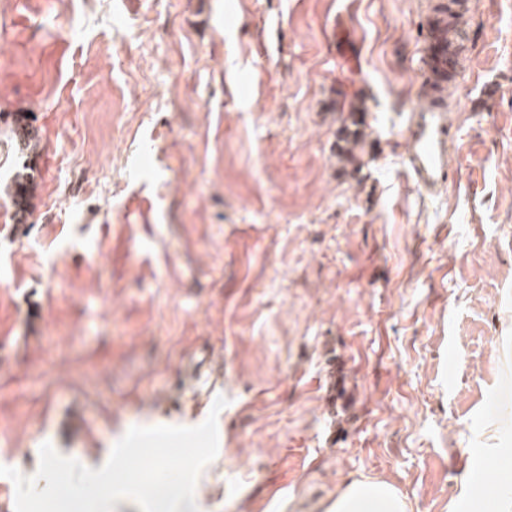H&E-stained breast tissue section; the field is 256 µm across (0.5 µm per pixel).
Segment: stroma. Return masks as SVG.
I'll list each match as a JSON object with an SVG mask.
<instances>
[{"instance_id": "1", "label": "stroma", "mask_w": 512, "mask_h": 512, "mask_svg": "<svg viewBox=\"0 0 512 512\" xmlns=\"http://www.w3.org/2000/svg\"><path fill=\"white\" fill-rule=\"evenodd\" d=\"M432 2L0 0V465L29 474L46 442L99 461L131 427L201 424L211 390L206 512H309L363 476L410 512L489 488L512 0H471L454 179L426 198L405 136ZM350 120V125L356 126L357 128L354 131H351L347 121ZM362 125L361 118H358L356 112L349 113V116L346 118L344 122L343 128V140L347 142L349 147L344 148L343 155L346 160L352 164L358 162V157L355 154V148L360 145L362 142L359 126ZM33 176L31 173H28L26 171H19L16 172L13 176V187L11 186L7 192L8 195L11 197L12 202L14 206L20 210L21 212H26L29 206V202L31 199V192L29 188L21 187V183L23 180H26L27 182L32 178Z\"/></svg>"}]
</instances>
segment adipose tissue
I'll use <instances>...</instances> for the list:
<instances>
[{
  "label": "adipose tissue",
  "mask_w": 512,
  "mask_h": 512,
  "mask_svg": "<svg viewBox=\"0 0 512 512\" xmlns=\"http://www.w3.org/2000/svg\"><path fill=\"white\" fill-rule=\"evenodd\" d=\"M501 391L500 410L477 454L512 464V336L503 339ZM314 512H408V503L394 486L367 477L352 480L335 497L315 505Z\"/></svg>",
  "instance_id": "obj_1"
}]
</instances>
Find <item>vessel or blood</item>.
<instances>
[{"label": "vessel or blood", "instance_id": "b4317fda", "mask_svg": "<svg viewBox=\"0 0 512 512\" xmlns=\"http://www.w3.org/2000/svg\"><path fill=\"white\" fill-rule=\"evenodd\" d=\"M422 46L418 66L424 79H431L433 69L448 70L449 59L466 50V31L439 28L437 18L422 26ZM454 130L448 122V108L440 100L412 110L407 119L406 162L415 190L433 198L450 185L453 173L448 166V145Z\"/></svg>", "mask_w": 512, "mask_h": 512}]
</instances>
